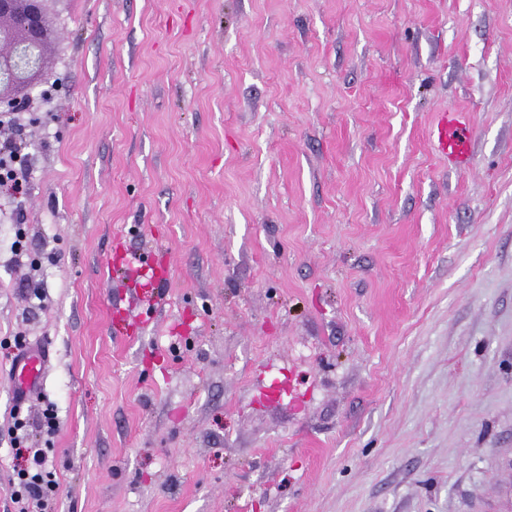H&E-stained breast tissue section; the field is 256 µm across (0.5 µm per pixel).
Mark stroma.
<instances>
[{
    "label": "stroma",
    "instance_id": "stroma-1",
    "mask_svg": "<svg viewBox=\"0 0 512 512\" xmlns=\"http://www.w3.org/2000/svg\"><path fill=\"white\" fill-rule=\"evenodd\" d=\"M48 18L66 87L0 127V512L15 412L54 512H512V0ZM473 127L469 122L458 117H451L443 121L439 141L442 149L452 157L463 154L472 139ZM20 153V147L11 142L0 143V186H9L16 193H23L26 182L18 178L15 156ZM44 359L38 349H33L21 356L12 367L16 389L21 394L38 390L43 380Z\"/></svg>",
    "mask_w": 512,
    "mask_h": 512
}]
</instances>
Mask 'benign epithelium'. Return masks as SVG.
<instances>
[{
	"instance_id": "7a95c632",
	"label": "benign epithelium",
	"mask_w": 512,
	"mask_h": 512,
	"mask_svg": "<svg viewBox=\"0 0 512 512\" xmlns=\"http://www.w3.org/2000/svg\"><path fill=\"white\" fill-rule=\"evenodd\" d=\"M50 0H0V120L28 112L36 100H48L63 88L49 78L45 48L51 36Z\"/></svg>"
}]
</instances>
